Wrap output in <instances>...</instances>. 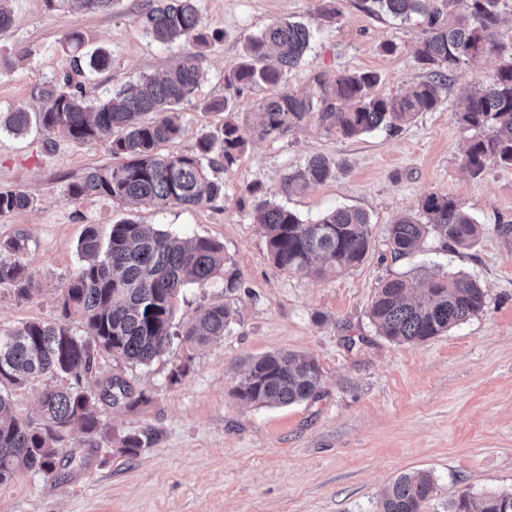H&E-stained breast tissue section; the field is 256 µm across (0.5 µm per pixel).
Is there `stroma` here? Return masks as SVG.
<instances>
[{
	"mask_svg": "<svg viewBox=\"0 0 512 512\" xmlns=\"http://www.w3.org/2000/svg\"><path fill=\"white\" fill-rule=\"evenodd\" d=\"M142 0H112L109 8L75 10L68 0H11L12 26L0 31V112L34 106L39 88L69 68L66 38L82 33L85 52L107 49V70L84 74L87 99L100 101L141 76L158 74L184 52L201 50L205 81L183 102V133L163 152L193 153L198 140L236 124L247 139L236 164L213 172L222 197L195 207L129 209L107 196L68 197L69 183L111 163L109 143L77 144L63 137L0 129V191L23 190L31 208L0 217V240L30 238L23 262L35 288L18 297L0 288V332L60 314L58 295L79 264L77 244L87 228L108 236L127 219L176 237L200 236L224 247V267L185 287L174 321L183 325L211 304L228 305L223 336L204 344L174 338L150 365L100 355L98 379L122 374L145 395L138 405L102 407L109 438L90 447L78 432L64 441L72 464L52 475L15 472L0 482V512H378L384 490L401 474L430 472L437 494L425 512H446L462 489L512 492V166L491 165L480 176L463 166L473 131L454 117L461 90L479 85L498 63L488 55L461 65L439 109L423 112L396 134L374 131L347 139L308 125L278 138L259 137L253 104L271 95L255 86L235 91L224 81L241 62L250 38L273 21L311 30L301 66L286 86L348 71L374 72L377 95H395L426 77L415 51L425 25L374 14L363 0H335L325 19L323 0H198L208 28L221 40L198 48L163 44L142 28ZM395 52H384V43ZM233 100L230 112L210 111ZM333 164L332 176L303 193L282 191L284 176L314 155ZM313 222L339 207L370 219L371 247L361 263L324 277L287 273L267 254L265 231L248 193ZM458 201L483 227L468 248L449 247L428 234L397 258L387 243L391 224L421 217L429 194ZM437 270L461 272L486 289L483 312L421 345L379 336L368 310L376 289L395 276ZM237 287L227 291V279ZM305 354L320 368L317 396L288 407L238 400L234 388L254 358ZM151 428L156 439L138 455L113 452L114 440Z\"/></svg>",
	"mask_w": 512,
	"mask_h": 512,
	"instance_id": "35a3bbf8",
	"label": "stroma"
}]
</instances>
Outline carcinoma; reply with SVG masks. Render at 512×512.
<instances>
[{"label": "carcinoma", "instance_id": "cac0c4a2", "mask_svg": "<svg viewBox=\"0 0 512 512\" xmlns=\"http://www.w3.org/2000/svg\"><path fill=\"white\" fill-rule=\"evenodd\" d=\"M368 10L409 20L426 19L428 36L417 51L429 69L427 79L411 90L379 96L373 72H342L334 79L313 76L304 91L283 88L288 72L298 67L310 44L308 27L298 22H275L249 41L238 67L225 81L241 90L264 85L279 92L253 104L260 115L258 132L281 137L311 121L327 135L353 138L379 128L396 131L418 114L432 112L445 101L450 74L462 63L486 55L500 64L477 91L463 93V107L454 116L463 128L477 131L464 153V168L481 175L492 163L512 165V42L500 39L499 28L508 0H367ZM139 20L156 41H193L204 45L224 32L210 33L196 0H145ZM72 71L38 94L37 105L0 114V128L15 135L36 130L47 140L62 135L74 142L109 140L112 162L86 171L70 183L72 197L103 195L134 206L192 207L224 195V185L209 178L207 169L229 167L239 160L246 139L238 126L224 124L219 134L199 139L196 152L170 155L163 144L181 135L176 113L205 80L203 54L189 51L160 76H144L97 104L87 101L73 75L109 68L110 53L99 48L82 52L83 35L68 37ZM275 57L277 65L264 61ZM153 113L157 119L146 122ZM333 174L320 155L288 172L282 189L292 194L322 183ZM31 196L20 190L0 192V216L27 209ZM425 221L405 217L389 228L394 252L412 251L432 232L445 243L468 247L481 233V224L454 199L430 194L423 203ZM267 235L273 264L288 273L322 277L358 264L370 247L369 217L340 207L314 222L301 220L288 208L260 200L256 204ZM29 238L19 232L0 242V288L20 297L32 294L33 281L22 257ZM79 265L61 292L60 315L54 322L32 321L0 333V482L20 469L52 474L63 458L60 441L71 431L93 443L104 435L100 410L104 406L134 407L144 399L122 375L114 374L91 390L82 379L93 374L99 354L117 361L147 365L165 352L172 337L202 344L224 335L231 309L214 305L200 311L182 329L173 322L175 302L188 284L208 280L224 266L220 244L203 237L175 238L163 230L134 221L112 225L107 242L88 228L77 246ZM481 284L462 273L433 274L419 287L391 278L377 289L369 318L379 335L418 345L447 333L484 309ZM78 316L84 334L73 332L69 321ZM66 376L71 383L50 387L40 397L41 423L22 419L6 386H22L38 376ZM320 370L316 361L289 352L251 360L235 387L236 397L259 407L289 406L316 396ZM155 440L143 430L121 440L119 451L135 456ZM436 493V480L427 471L400 475L385 490L380 512H421ZM448 512H512V492L475 496L460 492L448 501Z\"/></svg>", "mask_w": 512, "mask_h": 512}]
</instances>
